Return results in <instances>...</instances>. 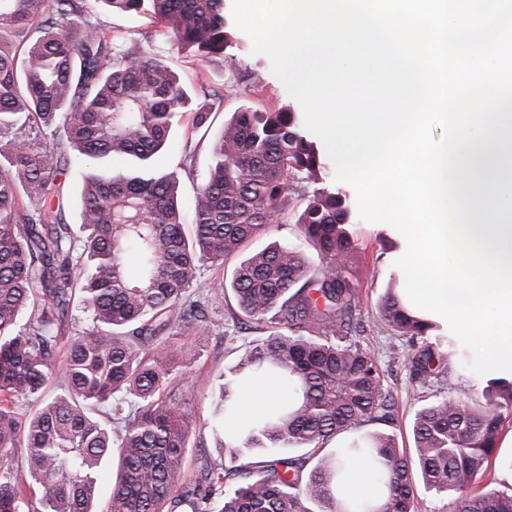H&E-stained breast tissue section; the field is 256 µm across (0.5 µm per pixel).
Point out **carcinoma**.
<instances>
[{
    "instance_id": "carcinoma-1",
    "label": "carcinoma",
    "mask_w": 512,
    "mask_h": 512,
    "mask_svg": "<svg viewBox=\"0 0 512 512\" xmlns=\"http://www.w3.org/2000/svg\"><path fill=\"white\" fill-rule=\"evenodd\" d=\"M87 2L0 0V30L13 31L20 48L0 49V512H19L23 501L37 504L32 512H340L344 455L383 465L388 495L376 512H419V479L438 493H459L455 512H512V490L465 492L497 453L512 382L494 381L496 401L487 406L442 399L422 407L410 452L379 433L319 457L307 473L305 460L280 452L316 453L343 433L393 421L378 361L359 340L347 196L321 185L319 151L290 107L243 106L212 145L187 234L179 181L154 173L151 161L170 145L192 99L165 62L92 20ZM103 2L150 12L177 51L202 60L235 42L224 0ZM201 99L195 130L224 103L206 93ZM70 148L92 168L77 232L62 218L57 184ZM108 159L127 166L109 171ZM292 200L300 203L303 245H269L233 269L238 310L264 335L224 373L215 414L224 416L236 385L254 374H278L294 398L247 431L230 451L232 465L203 457L185 482L189 426L173 366L147 349L166 334L205 335V311L186 307L200 264L224 263L279 223ZM75 305L87 324L68 336ZM380 315L406 344L413 379L444 383L448 352L442 336H431L435 325L395 288ZM52 377L63 393L44 400ZM21 399L36 403L23 423ZM20 448L26 478L11 468ZM242 448L272 456L257 465ZM111 457L118 474L100 503L102 466Z\"/></svg>"
}]
</instances>
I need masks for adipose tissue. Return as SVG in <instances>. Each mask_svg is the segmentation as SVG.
Listing matches in <instances>:
<instances>
[{"instance_id": "obj_1", "label": "adipose tissue", "mask_w": 512, "mask_h": 512, "mask_svg": "<svg viewBox=\"0 0 512 512\" xmlns=\"http://www.w3.org/2000/svg\"><path fill=\"white\" fill-rule=\"evenodd\" d=\"M289 390L273 375L252 377L240 382L233 397L235 410L226 415L229 433H240L247 425L260 421L286 400ZM382 469L360 456L348 457L339 477L338 498L343 512H371L386 498Z\"/></svg>"}]
</instances>
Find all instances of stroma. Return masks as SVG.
<instances>
[{
	"label": "stroma",
	"instance_id": "obj_1",
	"mask_svg": "<svg viewBox=\"0 0 512 512\" xmlns=\"http://www.w3.org/2000/svg\"><path fill=\"white\" fill-rule=\"evenodd\" d=\"M93 10L103 24L116 28L126 40L137 42L145 52L156 55L177 74L189 92L201 85L221 91L224 105L212 113L207 125L194 135H187L184 127L172 132L171 143L153 159V167L161 172L179 171V193L184 217H191L194 190L207 176L210 151L219 136L225 119L240 106L268 109L291 104L292 98L280 80L271 71L267 56L253 53L252 41L242 30H235L236 45L221 57L202 60L187 53L171 50L160 33L159 23L143 14L115 15L101 0H95ZM259 76L260 90H253L250 80ZM191 146L195 153L192 173L180 172L183 146ZM353 239V265L357 276L356 287L362 306V320L367 327L364 348L374 354L384 374V384L395 402L393 422H374L366 425V432L394 435L399 446L413 445L412 423L417 410L439 397L460 399L470 404H485L491 395L489 381H477L466 368L469 357L466 349H459L448 364L444 389L420 387L411 380L407 368L394 358L395 350L403 342L385 329L379 316V306L392 281L402 278L395 262L405 251L403 237L391 226L355 218L350 227ZM235 259L224 266L200 267L190 293L191 300L205 303L210 318L206 337L194 335L171 336L155 342L151 350L167 354L174 360V371L182 389V406L189 419V441L185 450V479L197 473L199 457L211 458L216 464L229 460L226 448L230 437L223 425L213 418V393L228 367L232 366L260 333L251 327H241L233 321L236 301L229 288Z\"/></svg>",
	"mask_w": 512,
	"mask_h": 512
}]
</instances>
